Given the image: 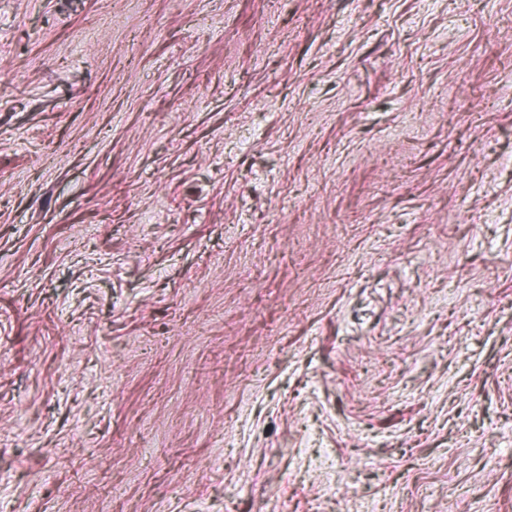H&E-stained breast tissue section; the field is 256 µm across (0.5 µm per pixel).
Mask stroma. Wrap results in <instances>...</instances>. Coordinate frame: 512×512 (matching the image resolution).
Wrapping results in <instances>:
<instances>
[{
	"label": "stroma",
	"instance_id": "obj_1",
	"mask_svg": "<svg viewBox=\"0 0 512 512\" xmlns=\"http://www.w3.org/2000/svg\"><path fill=\"white\" fill-rule=\"evenodd\" d=\"M0 512H512V0H0Z\"/></svg>",
	"mask_w": 512,
	"mask_h": 512
}]
</instances>
